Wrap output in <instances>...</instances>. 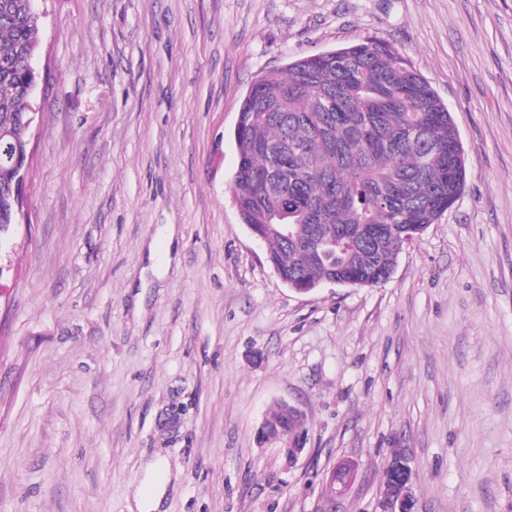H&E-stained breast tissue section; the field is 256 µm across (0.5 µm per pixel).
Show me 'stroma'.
Here are the masks:
<instances>
[{"instance_id": "obj_1", "label": "stroma", "mask_w": 512, "mask_h": 512, "mask_svg": "<svg viewBox=\"0 0 512 512\" xmlns=\"http://www.w3.org/2000/svg\"><path fill=\"white\" fill-rule=\"evenodd\" d=\"M25 224L0 237V512H512V0H38ZM377 39L447 105L463 192L375 287L288 288L234 202L262 72ZM306 415L288 463L255 431ZM354 467L339 494V463ZM298 411L297 408L289 406L288 403L278 402L265 419L266 426L281 436L284 446L288 445V441L297 434L300 427L297 417ZM414 478L410 459L406 454L392 458L384 471L380 512H416Z\"/></svg>"}]
</instances>
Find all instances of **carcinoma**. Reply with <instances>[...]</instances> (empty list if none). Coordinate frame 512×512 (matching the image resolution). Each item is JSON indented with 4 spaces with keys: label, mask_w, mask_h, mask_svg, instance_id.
Masks as SVG:
<instances>
[{
    "label": "carcinoma",
    "mask_w": 512,
    "mask_h": 512,
    "mask_svg": "<svg viewBox=\"0 0 512 512\" xmlns=\"http://www.w3.org/2000/svg\"><path fill=\"white\" fill-rule=\"evenodd\" d=\"M40 22L27 0H0V232L26 168L24 122ZM234 130L241 222L260 230L289 287L389 280L418 230L460 196L467 166L458 128L431 84L391 45L366 39L310 54L257 79ZM298 409L278 402L266 426L288 443Z\"/></svg>",
    "instance_id": "obj_1"
}]
</instances>
